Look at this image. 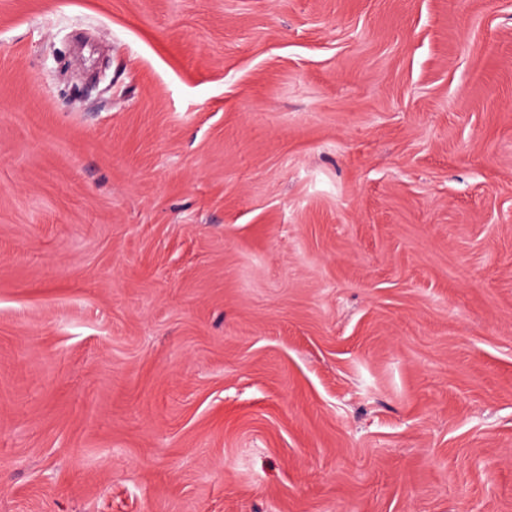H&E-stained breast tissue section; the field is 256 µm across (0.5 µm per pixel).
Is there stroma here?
<instances>
[{"label":"stroma","instance_id":"obj_1","mask_svg":"<svg viewBox=\"0 0 512 512\" xmlns=\"http://www.w3.org/2000/svg\"><path fill=\"white\" fill-rule=\"evenodd\" d=\"M0 512H512V0H0Z\"/></svg>","mask_w":512,"mask_h":512}]
</instances>
